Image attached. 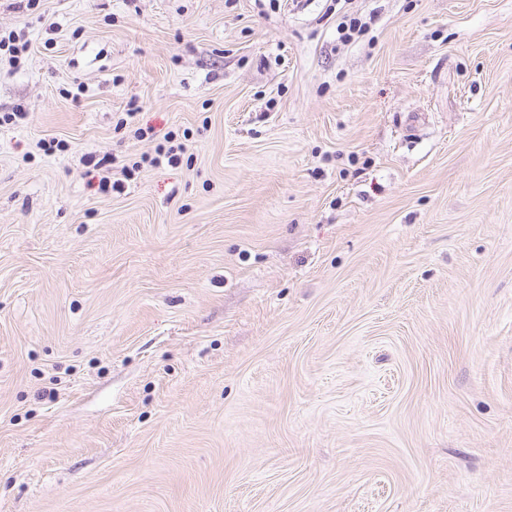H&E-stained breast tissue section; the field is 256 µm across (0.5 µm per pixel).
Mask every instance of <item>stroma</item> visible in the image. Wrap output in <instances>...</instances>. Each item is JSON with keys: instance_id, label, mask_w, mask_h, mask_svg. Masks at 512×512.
<instances>
[{"instance_id": "obj_1", "label": "stroma", "mask_w": 512, "mask_h": 512, "mask_svg": "<svg viewBox=\"0 0 512 512\" xmlns=\"http://www.w3.org/2000/svg\"><path fill=\"white\" fill-rule=\"evenodd\" d=\"M0 29V512H512V0ZM28 50L29 43L23 36L16 35L14 31L4 32L2 35L0 31V60L3 53L8 56L9 62L15 65ZM186 148L182 144H178L177 146L171 145L166 147L164 144H159L155 151V156L142 158V164H148L150 167L160 166L164 162H166L169 166L178 165L181 161V154L185 152ZM140 162L134 163L131 168L122 167L121 175L124 180H131L136 173H139V168L141 167Z\"/></svg>"}]
</instances>
